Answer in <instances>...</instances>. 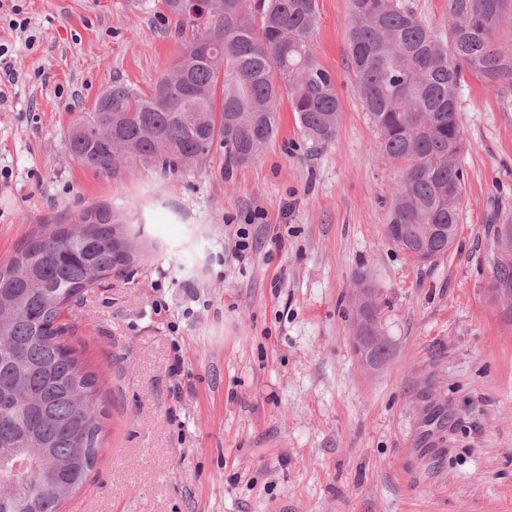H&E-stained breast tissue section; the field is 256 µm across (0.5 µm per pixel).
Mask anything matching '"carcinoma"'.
Here are the masks:
<instances>
[{
  "instance_id": "1",
  "label": "carcinoma",
  "mask_w": 512,
  "mask_h": 512,
  "mask_svg": "<svg viewBox=\"0 0 512 512\" xmlns=\"http://www.w3.org/2000/svg\"><path fill=\"white\" fill-rule=\"evenodd\" d=\"M169 15L203 26L217 46L211 61L188 46L150 94L119 81L102 94L109 111L88 113L69 134L82 166L109 174L154 164L167 173L207 163L224 148V173L249 164L278 133L288 102L303 133L335 139L342 111L329 70L311 44L317 0H208ZM347 61L374 124L376 148L401 174L387 223L403 232L395 246L418 259L448 253L464 202V130L458 91L464 74L512 95V0H448V38L407 0H350ZM106 205L74 224H50L0 265V484L13 486L0 512H60L83 485L100 451L95 375L67 341L62 314L85 290L118 277L133 262L137 235ZM492 289H512V239L497 237Z\"/></svg>"
}]
</instances>
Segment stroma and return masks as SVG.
<instances>
[{
	"label": "stroma",
	"instance_id": "1",
	"mask_svg": "<svg viewBox=\"0 0 512 512\" xmlns=\"http://www.w3.org/2000/svg\"><path fill=\"white\" fill-rule=\"evenodd\" d=\"M16 7L29 28L12 26ZM318 9L335 139L313 143L282 105L276 138L228 177L220 147L191 171L108 175L68 149L113 81L151 92L198 28L160 0L0 7L20 74L0 105V263L99 204L159 245L68 317L103 431L61 512H512V322L491 290L496 228L512 220V102L462 83L458 234L416 266L384 235L400 170L376 149L348 69L350 2ZM241 228L253 247L239 259ZM361 281L392 351L378 370L354 346Z\"/></svg>",
	"mask_w": 512,
	"mask_h": 512
}]
</instances>
